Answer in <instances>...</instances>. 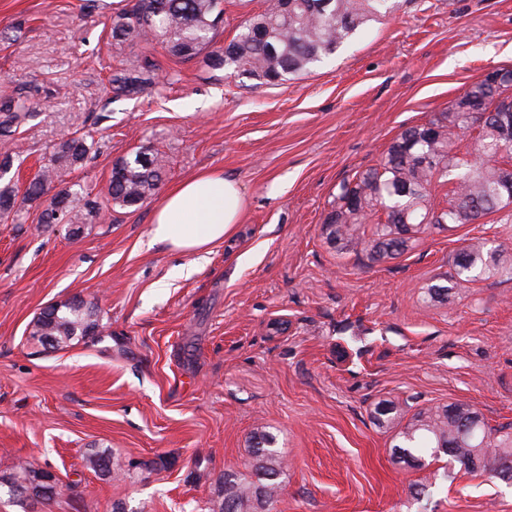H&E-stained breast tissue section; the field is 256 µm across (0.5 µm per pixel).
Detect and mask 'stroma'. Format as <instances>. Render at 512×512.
Instances as JSON below:
<instances>
[{
  "mask_svg": "<svg viewBox=\"0 0 512 512\" xmlns=\"http://www.w3.org/2000/svg\"><path fill=\"white\" fill-rule=\"evenodd\" d=\"M128 2L0 0V96L29 91L32 108L9 143L17 192L76 131L95 130V144L65 180L91 194L135 151L167 163L158 193L80 235L39 226V201L0 223V478L27 461L60 483L20 501L0 485V512H221L224 476L243 471L256 432L287 463L275 512H512V484L396 462L395 432L373 413L384 399L408 416L467 402L490 426L512 424V280L425 295L470 239L512 244V224L432 228L381 262L336 250L323 226L340 184L404 127L486 70L512 69V0H399L279 86L155 43L113 45L106 21ZM147 59L152 92L111 93L113 65ZM207 169L235 176L247 204L199 262L154 243L151 219L165 191ZM75 297L97 302L101 334L33 344L37 314ZM91 448L123 475L86 469Z\"/></svg>",
  "mask_w": 512,
  "mask_h": 512,
  "instance_id": "1",
  "label": "stroma"
}]
</instances>
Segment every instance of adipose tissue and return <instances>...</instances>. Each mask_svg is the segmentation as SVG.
<instances>
[{
	"instance_id": "1",
	"label": "adipose tissue",
	"mask_w": 512,
	"mask_h": 512,
	"mask_svg": "<svg viewBox=\"0 0 512 512\" xmlns=\"http://www.w3.org/2000/svg\"><path fill=\"white\" fill-rule=\"evenodd\" d=\"M245 206L236 177L221 170L199 172L165 195L153 215L152 240L181 253L205 255L240 222Z\"/></svg>"
}]
</instances>
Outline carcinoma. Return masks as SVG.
Listing matches in <instances>:
<instances>
[{
	"instance_id": "1",
	"label": "carcinoma",
	"mask_w": 512,
	"mask_h": 512,
	"mask_svg": "<svg viewBox=\"0 0 512 512\" xmlns=\"http://www.w3.org/2000/svg\"><path fill=\"white\" fill-rule=\"evenodd\" d=\"M223 0H135L129 8L110 16V34L118 44L156 42L180 60L204 56L213 69L279 85L308 73L336 53L361 27L392 12V0H264V8L248 16L239 32L222 46L214 36ZM154 65L117 67L110 83L118 95H136L155 84ZM28 99L22 93L0 99V142L7 143L25 118ZM477 131L472 145L460 146V135ZM512 70L497 68L470 84L448 107L427 122L405 128L389 145L375 167L340 185L336 206L324 224L327 242L344 249L363 246L374 260L394 259L409 250L419 235L431 227L474 224L480 218L500 215L499 223L512 222ZM92 134L74 133L55 148L51 163L29 181L24 198L37 201L49 191L63 198L60 221L77 236L87 224L105 216L113 205L139 206L150 199L165 176V160L151 151H137L117 159L111 171L107 196L98 201L90 193L64 184L63 174L82 167L92 144ZM451 184L448 207L434 209L432 188ZM385 220L366 233V224L377 213ZM18 216L17 194L0 187V220ZM454 273L444 282L426 288L434 302L461 297L483 276L512 279V251L485 240L460 248ZM100 329L98 306L73 299L43 308L31 323V340L42 345L51 337L52 349H62ZM375 418L382 426L398 425V443L392 454L406 464L421 465L420 452L444 454L468 472L512 481V430L490 428L482 414L467 403L454 402L421 408L408 421L396 404H375ZM272 437L261 432L252 437L248 472L224 478L222 512H273L282 491L281 476L287 468ZM86 468L101 475L114 471L112 461L91 450ZM40 470L18 464L9 477V493L36 481Z\"/></svg>"
}]
</instances>
